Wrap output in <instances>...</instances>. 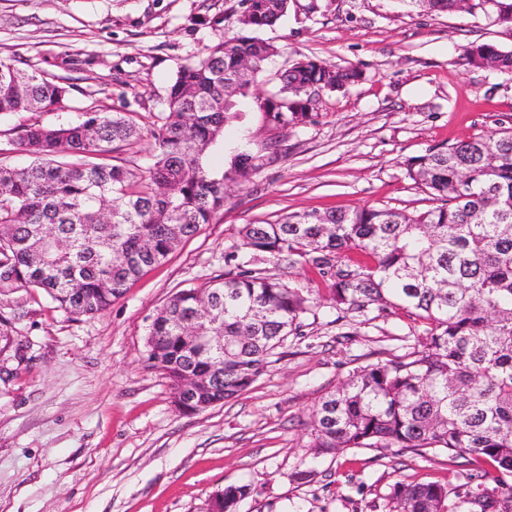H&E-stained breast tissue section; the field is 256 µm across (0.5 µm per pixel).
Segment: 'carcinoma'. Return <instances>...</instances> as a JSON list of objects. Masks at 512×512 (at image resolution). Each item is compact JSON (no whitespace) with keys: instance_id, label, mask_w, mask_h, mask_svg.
<instances>
[{"instance_id":"obj_1","label":"carcinoma","mask_w":512,"mask_h":512,"mask_svg":"<svg viewBox=\"0 0 512 512\" xmlns=\"http://www.w3.org/2000/svg\"><path fill=\"white\" fill-rule=\"evenodd\" d=\"M238 23L271 26L285 0H240ZM419 11L482 12L512 25V0H401ZM276 50L253 36L221 38L178 67L162 123L153 133L157 154L149 176L92 158L138 136L135 122L99 109L68 125L32 123L20 146L33 161L0 163V292L42 289L76 317L106 311L147 268L164 263L224 208L225 182L241 185L278 156L235 154L233 176L212 172L208 150L224 126L240 120L252 98L276 129L311 123L321 91L360 78L354 68L299 60L280 76L281 96L255 92L258 74ZM252 57L258 73L241 77L224 98V82ZM477 69L512 72V53L487 43L464 53ZM70 86L37 69L0 58V114L50 112ZM63 153L84 157L59 161ZM409 177L434 206L416 213L356 207L281 215L247 224L238 250L225 256L224 278L183 289L149 325L144 361L175 389L187 374L212 378V393L193 402L201 412L240 395L273 363L274 351L302 334L319 307V290L290 286L267 263L312 270L336 311L353 317L391 309L427 325L421 350L355 369L312 413L310 447L317 455L352 448H400L424 457L443 452L464 483H396L388 512H512V122L488 137L436 145L408 158ZM219 309L211 335H224V354L191 347L181 328L196 300ZM249 494L229 485L214 494L218 512H237Z\"/></svg>"}]
</instances>
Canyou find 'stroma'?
Returning a JSON list of instances; mask_svg holds the SVG:
<instances>
[{"label":"stroma","instance_id":"1","mask_svg":"<svg viewBox=\"0 0 512 512\" xmlns=\"http://www.w3.org/2000/svg\"><path fill=\"white\" fill-rule=\"evenodd\" d=\"M238 12L239 0H0V57L70 84L56 111L0 116V162L30 163L19 146L26 125L74 123L97 105L141 133L105 162L147 176L178 66L240 35ZM258 36L276 49L260 94L277 92L280 72L305 57L361 77L322 91L313 123L277 130L250 110L226 127L215 169L243 144L258 153L278 142L277 158L102 314L72 316L36 288L0 293L11 339L0 353V512H207L228 485L250 488L238 512H385L396 483L448 480L442 454L318 458L309 446L314 405L353 369L422 347L424 324L403 313L341 319L322 302L248 390L200 413L176 409L168 379L143 356L156 312L176 291L222 278L244 225L292 211L429 208L404 162L512 121V73L462 58L475 43L512 51V26L401 0H290ZM302 470L310 480H292Z\"/></svg>","mask_w":512,"mask_h":512}]
</instances>
